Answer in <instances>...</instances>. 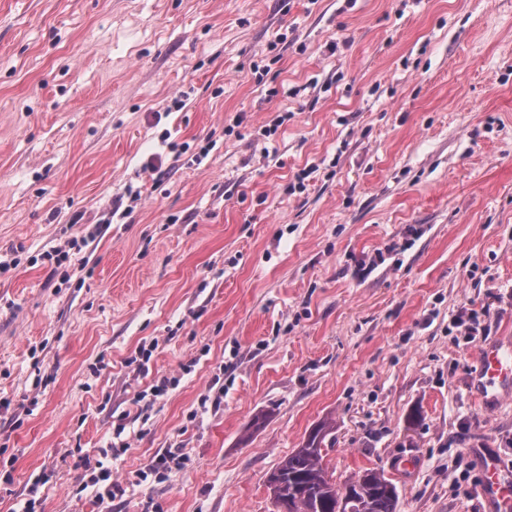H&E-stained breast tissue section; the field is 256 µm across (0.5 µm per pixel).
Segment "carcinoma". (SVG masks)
<instances>
[{"mask_svg": "<svg viewBox=\"0 0 512 512\" xmlns=\"http://www.w3.org/2000/svg\"><path fill=\"white\" fill-rule=\"evenodd\" d=\"M333 423L313 427L300 447L271 472L290 498V512H397L396 485L376 469H365L338 486L322 465V448Z\"/></svg>", "mask_w": 512, "mask_h": 512, "instance_id": "cac0c4a2", "label": "carcinoma"}]
</instances>
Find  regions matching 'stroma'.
I'll return each instance as SVG.
<instances>
[{
  "instance_id": "1",
  "label": "stroma",
  "mask_w": 512,
  "mask_h": 512,
  "mask_svg": "<svg viewBox=\"0 0 512 512\" xmlns=\"http://www.w3.org/2000/svg\"><path fill=\"white\" fill-rule=\"evenodd\" d=\"M0 258V512H274L326 419L336 483L491 512L451 319L512 336V0H0ZM452 323L457 328H461L466 342L473 341L475 336H483L485 330L480 324L479 312L469 308L462 309ZM182 456L176 451H168L159 456L151 465L148 466L147 471H141L137 474L138 481L141 483L146 481L149 475H154L155 478L165 477L173 469L180 468ZM80 489L81 491L90 489L101 504L111 503L117 497V493L121 492L120 485L112 481V467L104 465L103 461H98Z\"/></svg>"
}]
</instances>
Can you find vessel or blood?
Listing matches in <instances>:
<instances>
[{
    "label": "vessel or blood",
    "instance_id": "vessel-or-blood-1",
    "mask_svg": "<svg viewBox=\"0 0 512 512\" xmlns=\"http://www.w3.org/2000/svg\"><path fill=\"white\" fill-rule=\"evenodd\" d=\"M479 364L469 380V389L484 407L496 405L512 392V338L502 336L482 344ZM479 489L492 512H512V471L487 454H480Z\"/></svg>",
    "mask_w": 512,
    "mask_h": 512
}]
</instances>
